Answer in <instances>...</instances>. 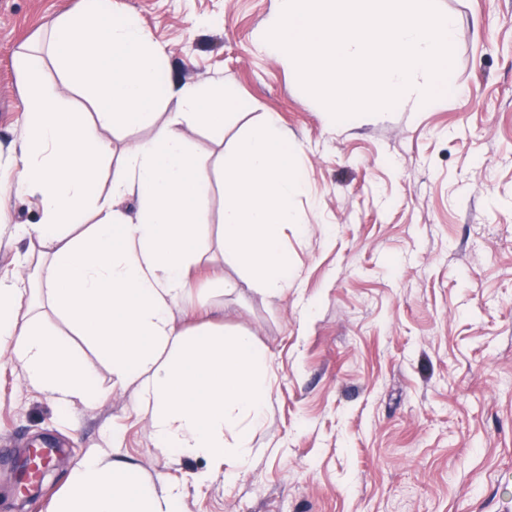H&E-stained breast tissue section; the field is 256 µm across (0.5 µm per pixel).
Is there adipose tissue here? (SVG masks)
Returning a JSON list of instances; mask_svg holds the SVG:
<instances>
[{
  "label": "adipose tissue",
  "instance_id": "1",
  "mask_svg": "<svg viewBox=\"0 0 512 512\" xmlns=\"http://www.w3.org/2000/svg\"><path fill=\"white\" fill-rule=\"evenodd\" d=\"M50 40L96 110L67 108L62 93L41 79L42 56H22L24 133L15 148V190L35 199L39 221L17 232L38 241L48 261L40 290L110 361L115 386L133 389L157 448L246 466L253 454L249 427L270 402L266 353L243 333L229 340L184 337L172 319L201 261L197 241L215 170L210 156L192 151L181 127L223 133L224 85L173 81L157 93L162 51L134 17L114 12L112 0H85L81 10L61 14ZM160 101L173 107L162 124ZM117 128L154 134L129 148L104 195L99 185ZM125 198L138 203L135 220L112 207ZM23 283L22 276L0 275V348L61 404L106 400L68 343L37 322L19 323L28 304ZM228 428L236 431L231 447ZM184 494L182 486L92 453L76 462L69 491L48 512H181Z\"/></svg>",
  "mask_w": 512,
  "mask_h": 512
}]
</instances>
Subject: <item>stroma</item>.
Masks as SVG:
<instances>
[{"instance_id":"obj_1","label":"stroma","mask_w":512,"mask_h":512,"mask_svg":"<svg viewBox=\"0 0 512 512\" xmlns=\"http://www.w3.org/2000/svg\"><path fill=\"white\" fill-rule=\"evenodd\" d=\"M83 0H0V179L14 180L24 78L17 53L73 108L95 104L54 61L46 27ZM162 47V75L220 79L238 106L223 135L191 125V147L232 154L276 115L307 190L283 247L294 279L256 289L217 247L213 183L205 252L173 309L177 331L250 334L269 361L256 456L235 484L191 482L205 459L157 450L130 390L98 348L50 307L41 325L83 358L104 403L61 407L0 355V512H47L88 451L184 485L183 512H512V0H436L456 22L459 94L333 121L265 36L284 0H115ZM235 282L212 286V273ZM57 451L43 492L15 490L31 448Z\"/></svg>"}]
</instances>
